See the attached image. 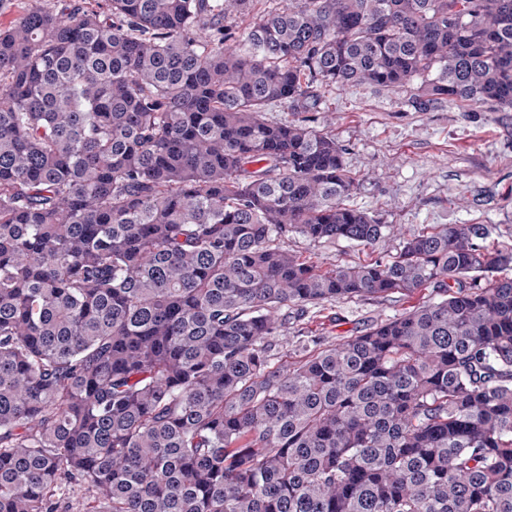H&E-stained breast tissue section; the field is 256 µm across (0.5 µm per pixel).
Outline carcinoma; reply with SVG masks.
Here are the masks:
<instances>
[{"label": "carcinoma", "mask_w": 512, "mask_h": 512, "mask_svg": "<svg viewBox=\"0 0 512 512\" xmlns=\"http://www.w3.org/2000/svg\"><path fill=\"white\" fill-rule=\"evenodd\" d=\"M33 0L0 27V512H512V249L347 203L326 88L512 110V0ZM251 17L239 33L235 18ZM287 107L299 118L271 122ZM399 252L323 269L290 234ZM438 289L329 346L282 309ZM292 338L305 358L271 365Z\"/></svg>", "instance_id": "cac0c4a2"}]
</instances>
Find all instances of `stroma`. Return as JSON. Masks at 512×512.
<instances>
[{"label":"stroma","instance_id":"stroma-1","mask_svg":"<svg viewBox=\"0 0 512 512\" xmlns=\"http://www.w3.org/2000/svg\"><path fill=\"white\" fill-rule=\"evenodd\" d=\"M321 109L334 113L332 132L358 182L351 205L412 233L443 224H483L491 245L512 248V112H468L448 101L421 111L408 94L370 85L328 88ZM281 245L325 267L355 265L400 249L395 237L362 248L293 234ZM439 298L431 287L386 298H345L309 307L301 325L328 346Z\"/></svg>","mask_w":512,"mask_h":512}]
</instances>
